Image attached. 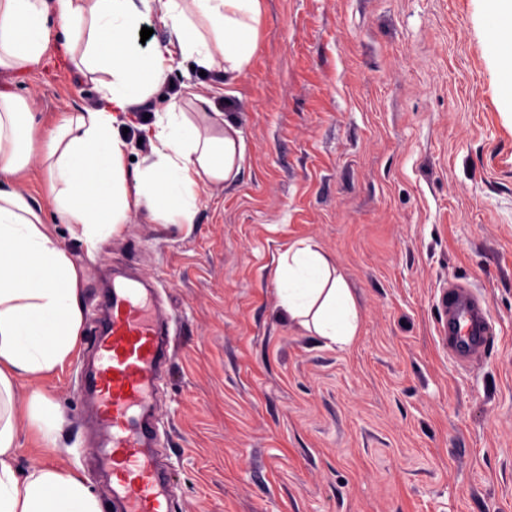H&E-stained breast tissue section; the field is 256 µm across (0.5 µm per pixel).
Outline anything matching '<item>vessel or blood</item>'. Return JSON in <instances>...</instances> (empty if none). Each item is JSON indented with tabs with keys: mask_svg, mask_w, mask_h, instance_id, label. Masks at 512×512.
I'll list each match as a JSON object with an SVG mask.
<instances>
[{
	"mask_svg": "<svg viewBox=\"0 0 512 512\" xmlns=\"http://www.w3.org/2000/svg\"><path fill=\"white\" fill-rule=\"evenodd\" d=\"M437 334L450 354L469 360L484 350L493 325L472 289H442ZM104 322L90 339L92 367L79 391L90 398L99 453L120 512H172L168 478L153 450L154 395L169 359L168 321L152 300L131 288L112 289L101 304Z\"/></svg>",
	"mask_w": 512,
	"mask_h": 512,
	"instance_id": "b4317fda",
	"label": "vessel or blood"
}]
</instances>
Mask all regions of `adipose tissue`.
<instances>
[{
    "instance_id": "obj_1",
    "label": "adipose tissue",
    "mask_w": 512,
    "mask_h": 512,
    "mask_svg": "<svg viewBox=\"0 0 512 512\" xmlns=\"http://www.w3.org/2000/svg\"><path fill=\"white\" fill-rule=\"evenodd\" d=\"M262 0H0V70L41 60L50 42L64 59L105 73L99 105L67 112L46 143L55 221L69 225L87 254L125 224L131 211L159 224L193 223L200 191L232 184L244 160L240 130L208 112L200 128L183 102H203L195 86L144 125L150 153L128 168L129 143L118 124L168 82L176 60L196 69L241 76L257 47ZM169 32L143 52L134 34L149 17ZM34 119L24 98L0 94V512H102L77 474L33 467L18 473L19 419L47 448L58 445L62 418L48 401L18 409L20 378L49 374L74 353L82 322L78 271L63 241L16 188L28 162ZM277 306L327 344L351 346L359 313L335 266L313 239H300L275 271Z\"/></svg>"
}]
</instances>
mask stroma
<instances>
[{"instance_id":"obj_1","label":"stroma","mask_w":512,"mask_h":512,"mask_svg":"<svg viewBox=\"0 0 512 512\" xmlns=\"http://www.w3.org/2000/svg\"><path fill=\"white\" fill-rule=\"evenodd\" d=\"M490 0H263L243 75L176 62L138 106L126 139L184 85L208 86L242 131L232 185L204 188L193 224L131 212L94 255L54 221L45 144L63 113L97 107L98 77L48 49L0 71L25 97L32 154L19 189L68 246L88 339L98 293L121 270L159 288L171 364L160 381L155 448L175 512H512V69L492 52ZM313 238L359 312L346 349L289 322L274 270ZM468 285L495 334L458 363L436 325L438 298ZM76 350L24 379L65 417L57 448L17 423V466L80 474L113 512L86 453L88 406Z\"/></svg>"}]
</instances>
